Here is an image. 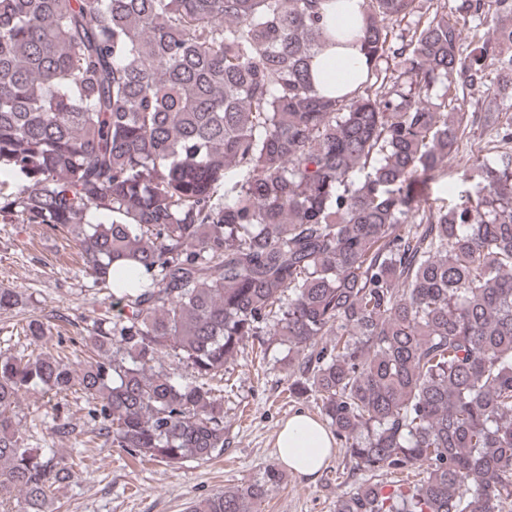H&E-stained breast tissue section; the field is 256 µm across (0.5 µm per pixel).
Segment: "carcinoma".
Returning <instances> with one entry per match:
<instances>
[{
	"label": "carcinoma",
	"instance_id": "cac0c4a2",
	"mask_svg": "<svg viewBox=\"0 0 512 512\" xmlns=\"http://www.w3.org/2000/svg\"><path fill=\"white\" fill-rule=\"evenodd\" d=\"M336 3L0 0V169L22 180L0 217L65 229L112 301L78 375L38 318L30 353L0 351V512H49L75 476L30 443L25 394L80 395L85 427L56 437L208 461L228 445L210 381L249 344L288 346V391L342 442L336 512H512V121L459 204L418 190L486 99L512 107V0H364L357 28ZM346 34L366 71L329 58L347 92L325 96L312 61ZM283 479L188 512H256Z\"/></svg>",
	"mask_w": 512,
	"mask_h": 512
}]
</instances>
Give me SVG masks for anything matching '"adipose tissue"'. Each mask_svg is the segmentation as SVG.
<instances>
[{"label":"adipose tissue","mask_w":512,"mask_h":512,"mask_svg":"<svg viewBox=\"0 0 512 512\" xmlns=\"http://www.w3.org/2000/svg\"><path fill=\"white\" fill-rule=\"evenodd\" d=\"M334 444V435L325 426L298 413L282 424L274 448L279 462L312 480L327 464Z\"/></svg>","instance_id":"adipose-tissue-1"}]
</instances>
